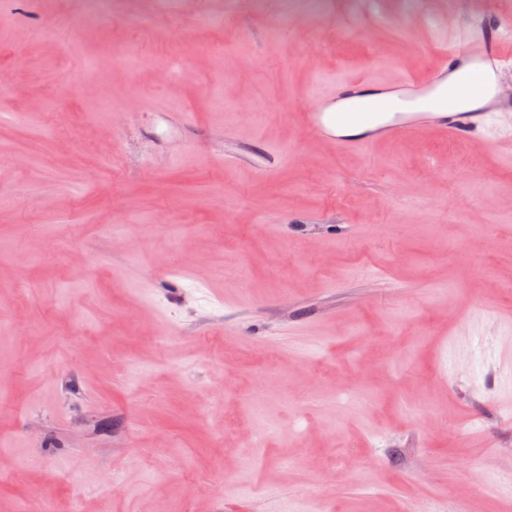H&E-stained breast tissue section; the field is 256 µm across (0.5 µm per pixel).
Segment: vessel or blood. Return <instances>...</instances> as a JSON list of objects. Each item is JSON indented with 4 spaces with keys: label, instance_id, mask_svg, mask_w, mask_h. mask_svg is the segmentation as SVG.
<instances>
[{
    "label": "vessel or blood",
    "instance_id": "b4317fda",
    "mask_svg": "<svg viewBox=\"0 0 512 512\" xmlns=\"http://www.w3.org/2000/svg\"><path fill=\"white\" fill-rule=\"evenodd\" d=\"M511 67L512 48L504 43L498 26L488 19L477 24L469 22L453 32L449 43L440 52L437 66L427 77L421 80L402 78L393 90L400 100L410 103L433 94L460 74L472 75L487 83ZM373 89L369 81L337 80L330 103L303 113L302 122L306 128L331 140L341 151L365 152L381 139L399 136L420 126L454 138H464L483 129L492 113L512 110L511 101L492 93L479 105L428 112H387L376 121L372 118L375 105L366 99ZM358 124L363 125V132L345 133V126Z\"/></svg>",
    "mask_w": 512,
    "mask_h": 512
}]
</instances>
